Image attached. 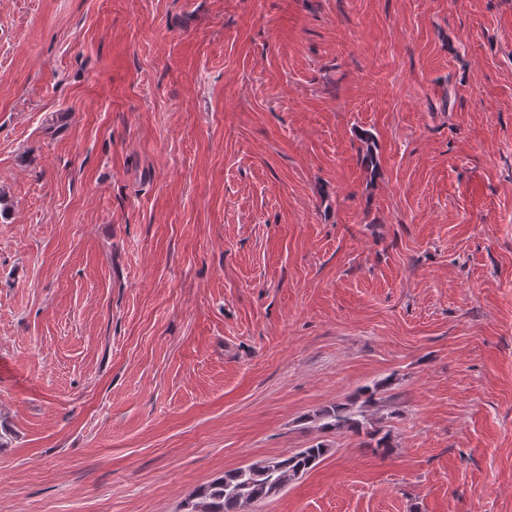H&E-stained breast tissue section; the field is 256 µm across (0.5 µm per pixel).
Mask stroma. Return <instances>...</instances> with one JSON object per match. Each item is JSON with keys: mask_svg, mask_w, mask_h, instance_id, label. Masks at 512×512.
<instances>
[{"mask_svg": "<svg viewBox=\"0 0 512 512\" xmlns=\"http://www.w3.org/2000/svg\"><path fill=\"white\" fill-rule=\"evenodd\" d=\"M318 441L247 512H512V0H0V512ZM383 387L384 382H377L372 386L363 387L361 389V396L364 397V400L361 402L359 410H352L351 407H347V405L344 404L334 405L323 410L318 416V420L321 421L320 429L324 431H342L356 434H360V432L364 431L365 435L370 437L369 445L373 448L374 452H387L389 448H391L390 433L388 431L384 432L382 426H370V428H368L365 425L366 416L364 415L367 410H363V408L374 407L379 402V397L377 396L380 395ZM372 441L375 442V446H372Z\"/></svg>", "mask_w": 512, "mask_h": 512, "instance_id": "obj_1", "label": "stroma"}]
</instances>
